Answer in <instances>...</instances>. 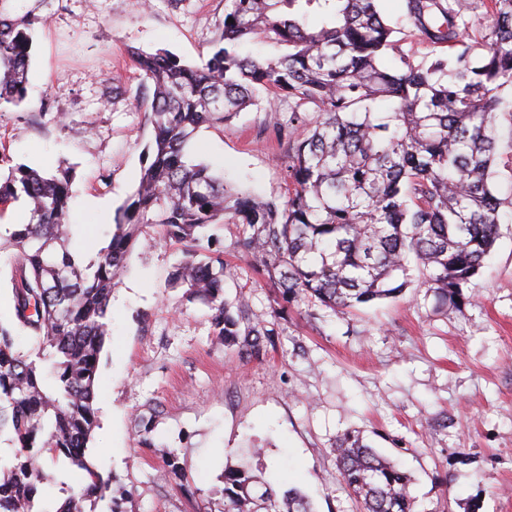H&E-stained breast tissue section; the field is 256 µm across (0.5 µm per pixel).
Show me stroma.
<instances>
[{"label":"stroma","mask_w":512,"mask_h":512,"mask_svg":"<svg viewBox=\"0 0 512 512\" xmlns=\"http://www.w3.org/2000/svg\"><path fill=\"white\" fill-rule=\"evenodd\" d=\"M380 7L404 52L431 54L402 0ZM47 11L26 101L0 106V149L15 164L72 169L70 222L88 259L110 241L153 138L143 118L152 97L135 95L128 48L197 64L221 37L224 0H51ZM287 120V103L251 106L198 129L188 150L240 188L278 198L286 149L275 131ZM498 131L493 187L508 201L511 116L499 115ZM215 234L228 262L225 296L245 290L276 345L260 361L226 350L207 306L168 285L180 250L145 228L112 290V334L98 362L85 460L109 477L111 498L95 512H224V472L241 465L301 489L316 512H359L331 454L348 431L410 474L418 512H512V218L457 306L438 307L416 276L400 296L353 313L302 300L284 319L278 290L237 254L236 225ZM150 412L177 473L135 445V417Z\"/></svg>","instance_id":"stroma-1"}]
</instances>
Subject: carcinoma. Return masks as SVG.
I'll return each mask as SVG.
<instances>
[{
  "mask_svg": "<svg viewBox=\"0 0 512 512\" xmlns=\"http://www.w3.org/2000/svg\"><path fill=\"white\" fill-rule=\"evenodd\" d=\"M48 0L25 8L0 0V106L26 96L32 33ZM407 16L448 55L417 62L401 51L378 0H225L221 40L194 66L165 50L128 48L144 84L154 140L138 186L113 218L107 246L85 262L70 250L71 171L25 165L0 173V216L20 198L30 219L0 234L14 257L13 320L0 323V512H87L109 480L84 454L96 423L99 354L111 333L112 288L143 228L181 246L169 276L209 309L213 335L245 361L274 345L273 330L245 294L224 296V251L206 232L239 226L237 252L280 288L284 303L307 299L350 313L392 298L410 267L441 304L460 303L500 236L503 202L492 189L496 118L512 117V0H405ZM324 13L311 23V13ZM487 20L480 39L472 28ZM262 37L288 47L274 60L244 56ZM396 62L386 68L388 52ZM294 104L276 135L287 144L284 198L245 193L188 157L195 132L242 108ZM317 108L314 122L297 108ZM385 104L393 111L380 112ZM35 340L18 348L20 333ZM135 444L152 448V416H136ZM343 488L363 512H415L410 479L363 438L345 433L333 448ZM64 456L87 474L54 511L45 457ZM224 512H314L295 487L279 491L249 470L224 473Z\"/></svg>",
  "mask_w": 512,
  "mask_h": 512,
  "instance_id": "obj_1",
  "label": "carcinoma"
}]
</instances>
